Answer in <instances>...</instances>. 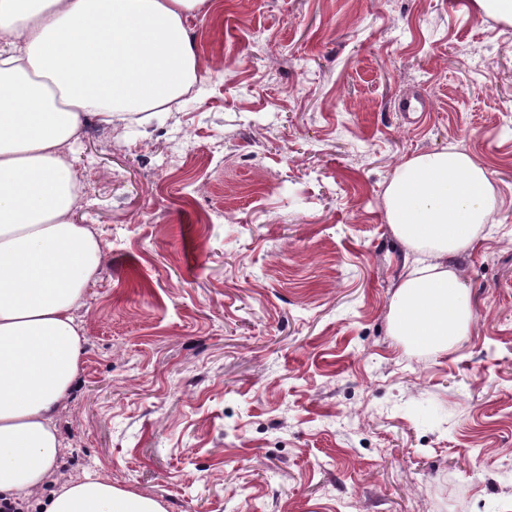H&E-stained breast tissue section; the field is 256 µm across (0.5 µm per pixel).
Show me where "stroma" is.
<instances>
[{"instance_id": "obj_1", "label": "stroma", "mask_w": 512, "mask_h": 512, "mask_svg": "<svg viewBox=\"0 0 512 512\" xmlns=\"http://www.w3.org/2000/svg\"><path fill=\"white\" fill-rule=\"evenodd\" d=\"M209 2L189 22L202 91L72 147L74 221L105 249L54 488L101 475L166 512H512V25L459 0ZM451 144L499 206L454 263L471 333L435 353L392 334L410 251L383 193Z\"/></svg>"}]
</instances>
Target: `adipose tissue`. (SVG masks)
Masks as SVG:
<instances>
[{"label": "adipose tissue", "instance_id": "ef3b65f1", "mask_svg": "<svg viewBox=\"0 0 512 512\" xmlns=\"http://www.w3.org/2000/svg\"><path fill=\"white\" fill-rule=\"evenodd\" d=\"M208 0H0V498L43 512H165L93 477L44 495L55 425L84 356L83 305L102 241L75 223L71 155L86 117L163 110L201 77L187 22ZM498 205L487 168L456 147L412 157L384 192L386 221L415 254L390 320L411 348L470 335L468 291L451 267Z\"/></svg>", "mask_w": 512, "mask_h": 512}]
</instances>
